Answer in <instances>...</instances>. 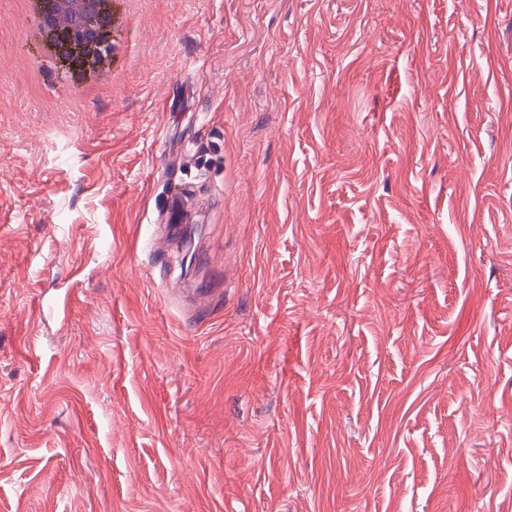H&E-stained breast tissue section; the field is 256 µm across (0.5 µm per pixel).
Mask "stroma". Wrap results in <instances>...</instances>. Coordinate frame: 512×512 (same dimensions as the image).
Listing matches in <instances>:
<instances>
[{
  "label": "stroma",
  "mask_w": 512,
  "mask_h": 512,
  "mask_svg": "<svg viewBox=\"0 0 512 512\" xmlns=\"http://www.w3.org/2000/svg\"><path fill=\"white\" fill-rule=\"evenodd\" d=\"M29 2L0 512H512V0H136L93 88Z\"/></svg>",
  "instance_id": "obj_1"
}]
</instances>
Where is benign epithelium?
Listing matches in <instances>:
<instances>
[{"instance_id": "7a95c632", "label": "benign epithelium", "mask_w": 512, "mask_h": 512, "mask_svg": "<svg viewBox=\"0 0 512 512\" xmlns=\"http://www.w3.org/2000/svg\"><path fill=\"white\" fill-rule=\"evenodd\" d=\"M50 28L59 33H72L83 50L80 69L91 70L108 52L113 26L104 27L100 17L111 14L108 0H54Z\"/></svg>"}]
</instances>
